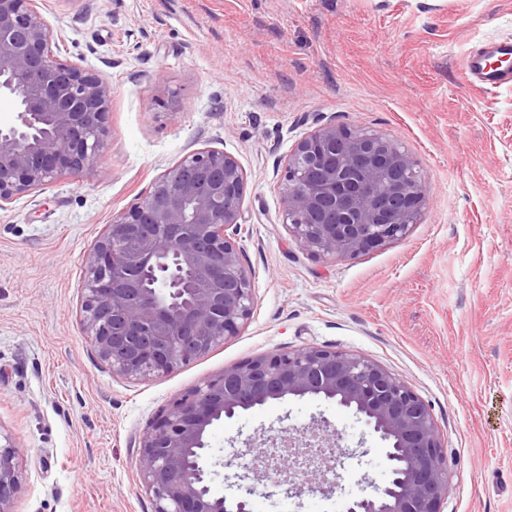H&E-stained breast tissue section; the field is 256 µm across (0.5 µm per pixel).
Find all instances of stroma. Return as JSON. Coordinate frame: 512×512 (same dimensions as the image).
I'll list each match as a JSON object with an SVG mask.
<instances>
[{
    "mask_svg": "<svg viewBox=\"0 0 512 512\" xmlns=\"http://www.w3.org/2000/svg\"><path fill=\"white\" fill-rule=\"evenodd\" d=\"M61 57L112 85L100 171L0 208V432L21 448L13 512H154L139 443L224 369L317 347L361 355L429 406L448 458L442 512H512V86L465 62L512 41V0H45ZM398 142L425 179L405 236L356 256L303 249L280 184L321 124ZM244 175L237 243L252 313L168 373H113L83 327L85 259L113 213L189 152ZM327 426L349 455L323 490L259 512H341L384 484L387 445L334 402L287 398L215 422L205 464L235 497L247 443ZM512 55V41L499 40L489 42L476 49L466 65V78L475 86L499 88L512 85V69L494 66L490 60Z\"/></svg>",
    "mask_w": 512,
    "mask_h": 512,
    "instance_id": "obj_1",
    "label": "stroma"
}]
</instances>
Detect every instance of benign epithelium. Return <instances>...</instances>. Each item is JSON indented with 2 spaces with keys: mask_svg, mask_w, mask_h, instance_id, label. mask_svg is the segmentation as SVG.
<instances>
[{
  "mask_svg": "<svg viewBox=\"0 0 512 512\" xmlns=\"http://www.w3.org/2000/svg\"><path fill=\"white\" fill-rule=\"evenodd\" d=\"M36 0H0V97L17 123L0 126V204L98 167L111 98L99 74L59 57ZM242 169L215 149L188 153L148 193L112 216L88 253L84 328L98 357L124 377L165 373L239 333L253 308L236 236ZM285 222L319 256H353L403 237L425 202L424 179L392 140L331 122L300 139L281 184ZM288 396L350 409L390 448L391 479L344 512H441L448 461L428 405L362 356L320 349L257 357L196 386L140 442L139 472L155 512H252L250 497L323 489L344 448L334 435L288 431L247 448L254 483L229 501L210 495L202 464L207 427ZM20 447L0 434V512L17 488Z\"/></svg>",
  "mask_w": 512,
  "mask_h": 512,
  "instance_id": "obj_1",
  "label": "benign epithelium"
}]
</instances>
